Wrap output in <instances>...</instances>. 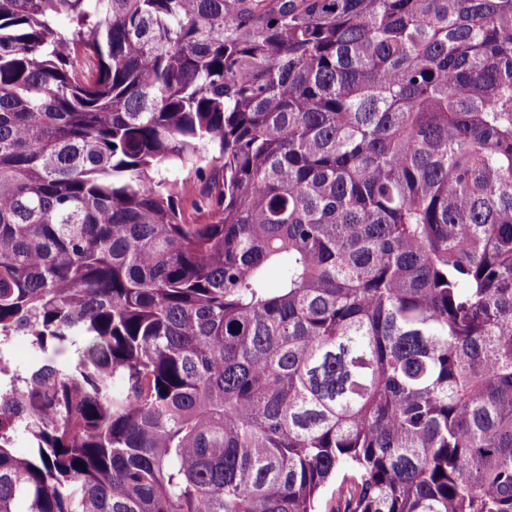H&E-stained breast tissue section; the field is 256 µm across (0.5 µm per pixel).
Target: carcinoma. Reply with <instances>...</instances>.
I'll return each instance as SVG.
<instances>
[{
  "instance_id": "carcinoma-1",
  "label": "carcinoma",
  "mask_w": 512,
  "mask_h": 512,
  "mask_svg": "<svg viewBox=\"0 0 512 512\" xmlns=\"http://www.w3.org/2000/svg\"><path fill=\"white\" fill-rule=\"evenodd\" d=\"M333 481L512 512V0H0V512Z\"/></svg>"
}]
</instances>
